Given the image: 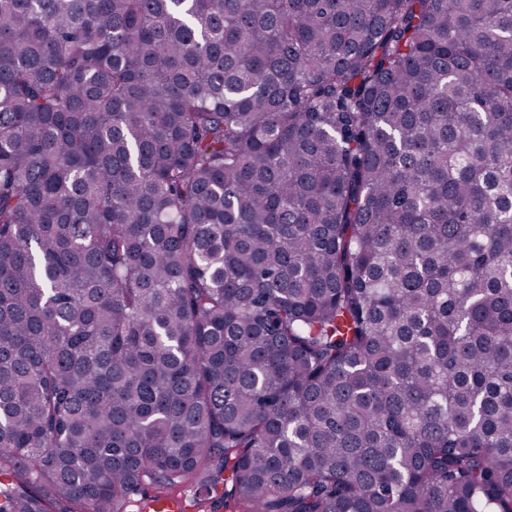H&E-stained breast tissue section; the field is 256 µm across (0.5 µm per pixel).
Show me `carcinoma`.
Listing matches in <instances>:
<instances>
[{"label":"carcinoma","instance_id":"cac0c4a2","mask_svg":"<svg viewBox=\"0 0 512 512\" xmlns=\"http://www.w3.org/2000/svg\"><path fill=\"white\" fill-rule=\"evenodd\" d=\"M512 512V0H0V512Z\"/></svg>","mask_w":512,"mask_h":512}]
</instances>
